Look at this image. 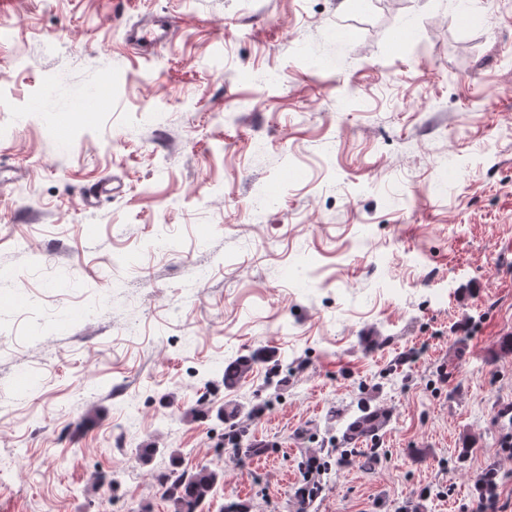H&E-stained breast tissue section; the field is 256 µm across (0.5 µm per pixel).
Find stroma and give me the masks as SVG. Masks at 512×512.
<instances>
[{
	"mask_svg": "<svg viewBox=\"0 0 512 512\" xmlns=\"http://www.w3.org/2000/svg\"><path fill=\"white\" fill-rule=\"evenodd\" d=\"M470 4L0 0V512H170L173 451L224 473L203 512H298L314 454L307 512H472L490 468L512 500V0ZM228 398L263 455L217 450ZM172 32V22L167 17L154 16L128 27L124 32V41L129 48L143 54L166 43ZM270 357L268 349L257 348L248 355L224 362V389L232 391L238 387L254 365L266 362ZM389 421V416L379 410L371 409L365 403L357 407V412L351 415L339 429L341 440L345 445L355 443L361 438H371L383 429Z\"/></svg>",
	"mask_w": 512,
	"mask_h": 512,
	"instance_id": "stroma-1",
	"label": "stroma"
}]
</instances>
